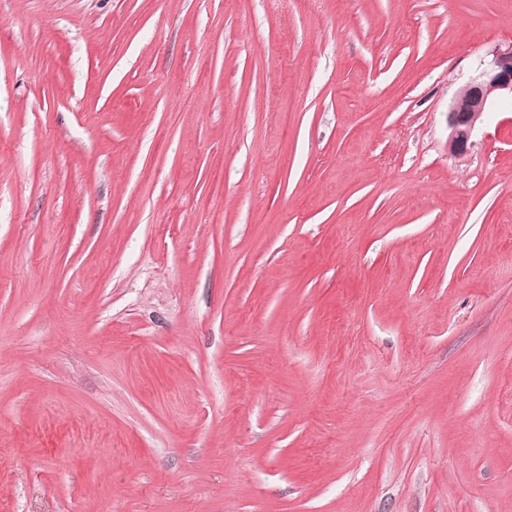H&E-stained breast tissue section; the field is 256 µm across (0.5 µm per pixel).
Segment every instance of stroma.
Listing matches in <instances>:
<instances>
[{"label": "stroma", "instance_id": "1", "mask_svg": "<svg viewBox=\"0 0 512 512\" xmlns=\"http://www.w3.org/2000/svg\"><path fill=\"white\" fill-rule=\"evenodd\" d=\"M512 0H0V512H512ZM492 59L463 85L448 106V150L463 155L484 112L501 99L512 101V44L495 48Z\"/></svg>", "mask_w": 512, "mask_h": 512}]
</instances>
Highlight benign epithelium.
Masks as SVG:
<instances>
[{
  "mask_svg": "<svg viewBox=\"0 0 512 512\" xmlns=\"http://www.w3.org/2000/svg\"><path fill=\"white\" fill-rule=\"evenodd\" d=\"M512 98V44L492 51V59L463 85L448 106V150L462 155L484 112L497 101Z\"/></svg>",
  "mask_w": 512,
  "mask_h": 512,
  "instance_id": "7a95c632",
  "label": "benign epithelium"
}]
</instances>
